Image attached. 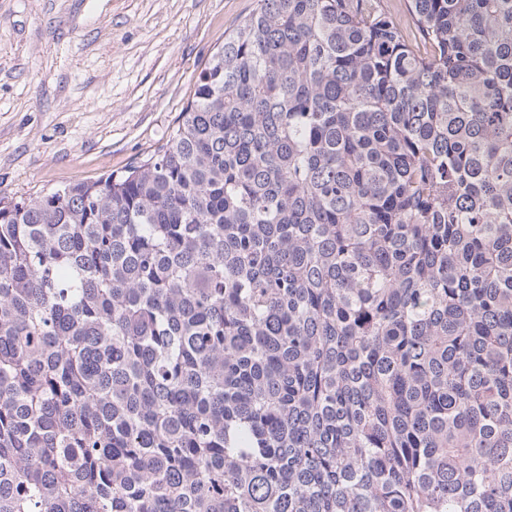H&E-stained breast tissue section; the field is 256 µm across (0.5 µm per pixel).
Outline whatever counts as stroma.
Returning <instances> with one entry per match:
<instances>
[{
  "mask_svg": "<svg viewBox=\"0 0 512 512\" xmlns=\"http://www.w3.org/2000/svg\"><path fill=\"white\" fill-rule=\"evenodd\" d=\"M257 0H0V197L145 159Z\"/></svg>",
  "mask_w": 512,
  "mask_h": 512,
  "instance_id": "1",
  "label": "stroma"
}]
</instances>
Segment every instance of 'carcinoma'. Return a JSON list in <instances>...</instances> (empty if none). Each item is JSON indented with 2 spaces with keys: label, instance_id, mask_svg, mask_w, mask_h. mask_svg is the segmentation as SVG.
Wrapping results in <instances>:
<instances>
[{
  "label": "carcinoma",
  "instance_id": "cac0c4a2",
  "mask_svg": "<svg viewBox=\"0 0 512 512\" xmlns=\"http://www.w3.org/2000/svg\"><path fill=\"white\" fill-rule=\"evenodd\" d=\"M406 8L258 0L0 197V512H512V0Z\"/></svg>",
  "mask_w": 512,
  "mask_h": 512
}]
</instances>
